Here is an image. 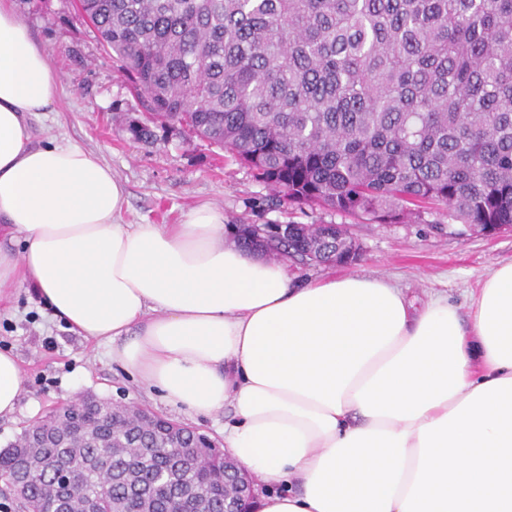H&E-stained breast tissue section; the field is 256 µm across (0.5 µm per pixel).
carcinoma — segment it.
Wrapping results in <instances>:
<instances>
[{
	"label": "carcinoma",
	"instance_id": "obj_1",
	"mask_svg": "<svg viewBox=\"0 0 512 512\" xmlns=\"http://www.w3.org/2000/svg\"><path fill=\"white\" fill-rule=\"evenodd\" d=\"M147 110L225 148L276 194L379 223L434 202L512 226V0H77ZM343 224L244 243L305 265L358 260ZM170 426L84 405L0 451L21 512H224V458L189 465Z\"/></svg>",
	"mask_w": 512,
	"mask_h": 512
}]
</instances>
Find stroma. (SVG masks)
<instances>
[{"instance_id": "1", "label": "stroma", "mask_w": 512, "mask_h": 512, "mask_svg": "<svg viewBox=\"0 0 512 512\" xmlns=\"http://www.w3.org/2000/svg\"><path fill=\"white\" fill-rule=\"evenodd\" d=\"M37 42L47 47L60 78L53 111L34 126L44 137L69 142L108 164L127 197L124 222L177 224L190 207L209 203L222 209L225 226L241 224H343L363 248L348 266H307L285 260L298 283L351 272L384 277L414 305L446 294L460 314L497 263L512 261V232L487 236L452 234L442 207L422 204L420 217L381 224L316 205H297L274 196L253 171L230 153L174 128L161 129L154 142L131 139L129 120L143 106L105 54L74 0H15ZM0 351L16 354L24 383L17 411L0 417V448L22 424L44 416L76 394L92 393L115 402H134L216 440L224 438L227 413L187 418L141 380L112 363L105 346L86 341L53 320L35 291L16 289L0 309Z\"/></svg>"}]
</instances>
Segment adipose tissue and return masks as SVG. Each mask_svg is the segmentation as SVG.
Listing matches in <instances>:
<instances>
[{"instance_id":"obj_1","label":"adipose tissue","mask_w":512,"mask_h":512,"mask_svg":"<svg viewBox=\"0 0 512 512\" xmlns=\"http://www.w3.org/2000/svg\"><path fill=\"white\" fill-rule=\"evenodd\" d=\"M59 77L0 0V304L53 318L191 416L230 410L224 447L260 480L255 512H512V261L461 320L382 277L293 283L224 239L208 205L126 224L109 165L41 143ZM23 374L0 352V416Z\"/></svg>"}]
</instances>
